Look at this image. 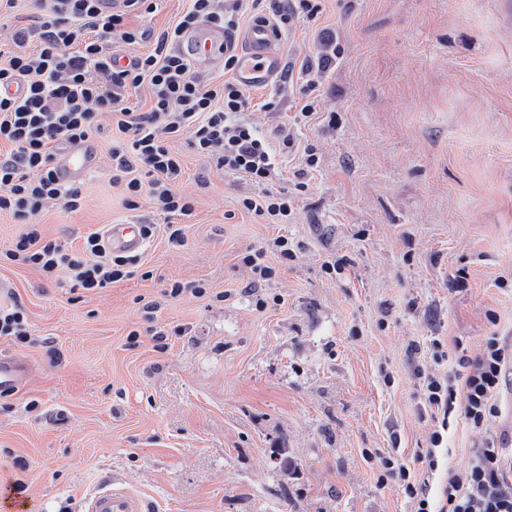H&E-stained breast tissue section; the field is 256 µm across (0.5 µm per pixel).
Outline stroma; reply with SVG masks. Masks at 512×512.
I'll return each instance as SVG.
<instances>
[{
	"label": "stroma",
	"mask_w": 512,
	"mask_h": 512,
	"mask_svg": "<svg viewBox=\"0 0 512 512\" xmlns=\"http://www.w3.org/2000/svg\"><path fill=\"white\" fill-rule=\"evenodd\" d=\"M278 38L285 71L246 116L294 137L276 189L319 158L291 223L240 211L255 186L184 139L196 208L184 246L149 239L150 278L71 291L6 258L24 227L0 214V305L30 325L0 356L33 368L0 396V483L22 482L31 512H86L106 484L142 512H413L382 459L434 492L481 441L455 419L429 469L437 422L417 372L448 373L457 344L473 357L487 336L512 340V0H321ZM329 42L341 55L302 117L291 73ZM99 121L82 209L38 219L69 247L155 220L149 200L126 209ZM279 235L292 258L269 255L275 277L251 288L241 256ZM174 280L207 293L164 296Z\"/></svg>",
	"instance_id": "35a3bbf8"
}]
</instances>
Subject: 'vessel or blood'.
<instances>
[{
  "label": "vessel or blood",
  "mask_w": 512,
  "mask_h": 512,
  "mask_svg": "<svg viewBox=\"0 0 512 512\" xmlns=\"http://www.w3.org/2000/svg\"><path fill=\"white\" fill-rule=\"evenodd\" d=\"M177 50L199 69L220 68L224 55L237 56L235 78L245 88H263L274 83L284 66V57L273 28L262 21L238 34H227L223 28L200 22L184 31ZM98 164L97 148L87 139L63 149L55 163L59 182L77 183ZM107 249L115 254H131L143 250L145 240L135 224H109L104 229ZM28 376L25 362L0 356V392L21 389ZM87 512H141L138 500L124 492L105 486L88 500Z\"/></svg>",
  "instance_id": "b4317fda"
}]
</instances>
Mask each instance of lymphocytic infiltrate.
Here are the masks:
<instances>
[{
  "label": "lymphocytic infiltrate",
  "mask_w": 512,
  "mask_h": 512,
  "mask_svg": "<svg viewBox=\"0 0 512 512\" xmlns=\"http://www.w3.org/2000/svg\"><path fill=\"white\" fill-rule=\"evenodd\" d=\"M265 2L277 29L301 15L314 18L321 10L319 0H190L187 13L123 67L109 44L137 42L139 34L128 27L127 17L152 12V0H126L123 9L109 14L100 10L99 0H42L38 29L16 28L12 48L0 46V213L26 226L7 253L10 260L49 279L66 274L72 287L87 292L138 273L140 258L106 252L99 234L68 248L42 236L35 224L50 206L73 212L82 207V184L58 183L55 157L64 145L94 136L102 112L111 114L119 132L112 142V162L124 181L127 208L138 209L140 199L149 198L171 246H184L179 223L195 210L194 199L179 188L184 169L172 149L183 136L217 168L261 186V193L239 198L240 210L270 224L292 218L294 196L267 188L278 174L274 150L240 118L251 106L248 90L231 79L217 82L195 73L176 49L182 31L197 21L230 32L249 7ZM34 36L38 45L26 50ZM340 53L336 47L302 62V116L315 112L313 93ZM13 84L23 85L21 97L7 94ZM143 86L150 92L144 111L129 106L127 99ZM159 228L149 224L145 232L151 236ZM458 364L468 370L462 386L428 374L423 387L429 408L447 416L462 410L471 427L483 432L467 468L449 470L447 483L433 497L404 465L387 457L383 469L403 487L415 512H512V436L486 433L500 413L496 397L512 371V347L489 336L479 355H460Z\"/></svg>",
  "instance_id": "obj_1"
}]
</instances>
